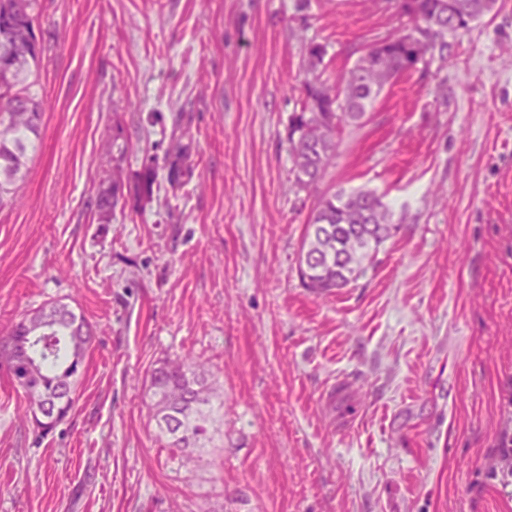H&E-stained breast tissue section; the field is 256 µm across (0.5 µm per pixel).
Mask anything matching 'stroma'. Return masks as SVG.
<instances>
[{"label":"stroma","mask_w":512,"mask_h":512,"mask_svg":"<svg viewBox=\"0 0 512 512\" xmlns=\"http://www.w3.org/2000/svg\"><path fill=\"white\" fill-rule=\"evenodd\" d=\"M37 23L45 112L0 209V330L60 300L97 333L46 437L0 370V512H512L488 476L512 438V0L340 135L322 189L376 191L396 228L326 297L297 271L316 198L288 122L311 75L337 84L410 29L392 0H39ZM181 146L178 193L160 166L137 196ZM175 355L224 386L190 468L145 405ZM122 187L121 176L114 172L112 174V182L99 193L94 203L96 215L100 223H108L112 215V209L117 206L120 198L123 197Z\"/></svg>","instance_id":"stroma-1"}]
</instances>
